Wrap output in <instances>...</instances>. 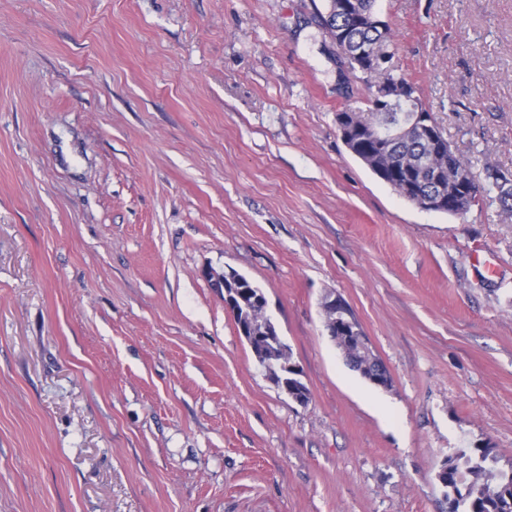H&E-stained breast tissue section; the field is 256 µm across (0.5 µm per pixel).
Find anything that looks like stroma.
Masks as SVG:
<instances>
[{"label":"stroma","mask_w":512,"mask_h":512,"mask_svg":"<svg viewBox=\"0 0 512 512\" xmlns=\"http://www.w3.org/2000/svg\"><path fill=\"white\" fill-rule=\"evenodd\" d=\"M381 3L476 182L512 173V0ZM322 5L0 0V512H446V457L512 468V217L422 210L348 152L367 91ZM208 268L262 288L307 404Z\"/></svg>","instance_id":"obj_1"}]
</instances>
